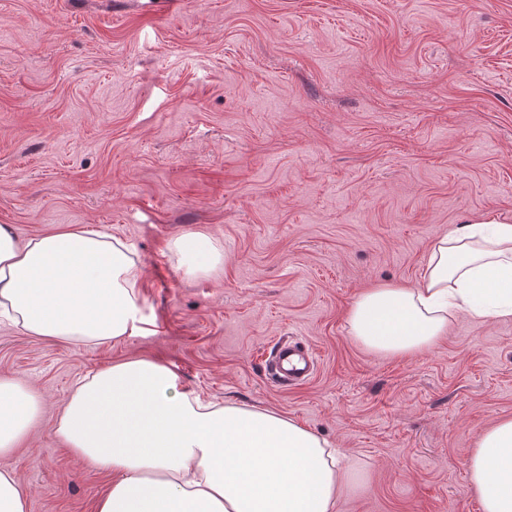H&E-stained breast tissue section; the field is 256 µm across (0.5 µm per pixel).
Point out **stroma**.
Instances as JSON below:
<instances>
[{"label": "stroma", "instance_id": "1", "mask_svg": "<svg viewBox=\"0 0 512 512\" xmlns=\"http://www.w3.org/2000/svg\"><path fill=\"white\" fill-rule=\"evenodd\" d=\"M491 217L512 224V0H0V225L132 244L150 330L85 346L0 319V375L45 405L0 465L27 512H94L112 477L56 416L79 376L146 357L341 449L336 512H481L466 461L512 418V317L385 356L347 315ZM187 231L221 269L175 270ZM284 336L315 353L308 381L265 373Z\"/></svg>", "mask_w": 512, "mask_h": 512}]
</instances>
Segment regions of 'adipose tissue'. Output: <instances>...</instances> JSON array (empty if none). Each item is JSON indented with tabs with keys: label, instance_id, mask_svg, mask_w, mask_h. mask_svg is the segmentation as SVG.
Segmentation results:
<instances>
[{
	"label": "adipose tissue",
	"instance_id": "1",
	"mask_svg": "<svg viewBox=\"0 0 512 512\" xmlns=\"http://www.w3.org/2000/svg\"><path fill=\"white\" fill-rule=\"evenodd\" d=\"M167 250L184 276L210 273L223 254L184 233ZM22 333L96 345L148 332L132 245L102 231L19 239L0 226V315ZM512 317V224L451 227L434 242L416 284L364 289L349 331L369 351L400 356L433 347L448 323ZM42 396L0 375V457L38 422ZM75 457L111 474L95 512H335L340 451L282 416L219 405L183 389L158 361L134 357L76 382L56 425ZM482 512H512V418L487 427L467 459Z\"/></svg>",
	"mask_w": 512,
	"mask_h": 512
}]
</instances>
